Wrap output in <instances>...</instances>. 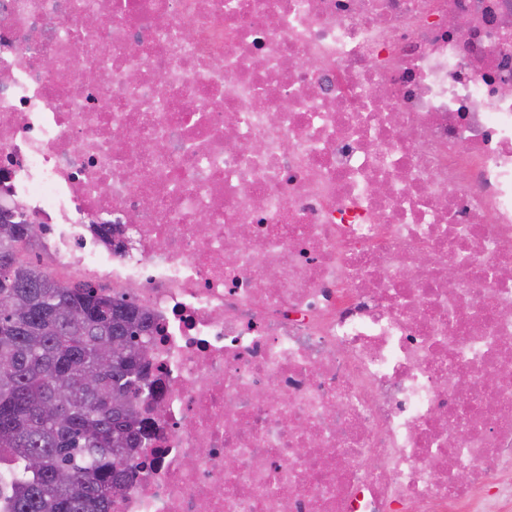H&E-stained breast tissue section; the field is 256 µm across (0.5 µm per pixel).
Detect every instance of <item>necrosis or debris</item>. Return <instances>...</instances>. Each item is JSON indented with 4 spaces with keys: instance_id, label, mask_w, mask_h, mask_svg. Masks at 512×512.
Instances as JSON below:
<instances>
[{
    "instance_id": "necrosis-or-debris-1",
    "label": "necrosis or debris",
    "mask_w": 512,
    "mask_h": 512,
    "mask_svg": "<svg viewBox=\"0 0 512 512\" xmlns=\"http://www.w3.org/2000/svg\"><path fill=\"white\" fill-rule=\"evenodd\" d=\"M1 208L158 327L112 512H512V0H0Z\"/></svg>"
}]
</instances>
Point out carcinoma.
Wrapping results in <instances>:
<instances>
[{"mask_svg":"<svg viewBox=\"0 0 512 512\" xmlns=\"http://www.w3.org/2000/svg\"><path fill=\"white\" fill-rule=\"evenodd\" d=\"M28 243L0 224V512H110L113 455L146 435L131 391L155 328L125 297L51 277L18 253ZM125 349L94 387L98 346Z\"/></svg>","mask_w":512,"mask_h":512,"instance_id":"1","label":"carcinoma"}]
</instances>
